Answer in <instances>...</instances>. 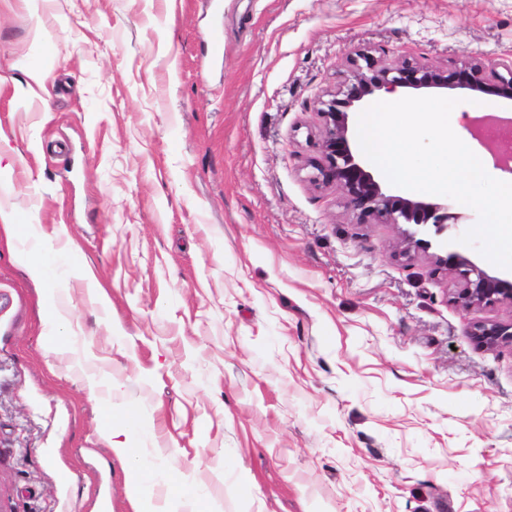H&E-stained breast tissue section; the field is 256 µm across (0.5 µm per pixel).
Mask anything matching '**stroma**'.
<instances>
[{
    "label": "stroma",
    "mask_w": 512,
    "mask_h": 512,
    "mask_svg": "<svg viewBox=\"0 0 512 512\" xmlns=\"http://www.w3.org/2000/svg\"><path fill=\"white\" fill-rule=\"evenodd\" d=\"M220 3L0 0V225L57 259L0 238V512H133L140 472L143 512H512V345L471 334L512 302L462 308L438 247L401 258L308 165L349 53L512 55V0ZM486 118L512 100L450 125L477 149ZM448 209L449 251L511 278ZM22 225L20 224H1L0 231H2L7 241L12 247L16 250V252L21 253L32 259V263L34 266V270L36 273L44 277L46 275V264L48 257L43 256L41 253V245L39 243L33 244L29 249H26L27 253L20 252L17 249L16 243L22 242V238L24 233L20 231ZM102 418L106 424H110L107 433L112 447L120 449L129 458H137L140 450L137 443L145 432L144 428L136 421H126L117 426L112 425V409L110 408L103 411ZM121 435L124 440H117V437Z\"/></svg>",
    "instance_id": "1"
}]
</instances>
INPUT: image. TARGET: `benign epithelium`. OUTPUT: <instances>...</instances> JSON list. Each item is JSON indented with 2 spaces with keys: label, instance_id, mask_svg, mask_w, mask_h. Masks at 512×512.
Wrapping results in <instances>:
<instances>
[{
  "label": "benign epithelium",
  "instance_id": "7a95c632",
  "mask_svg": "<svg viewBox=\"0 0 512 512\" xmlns=\"http://www.w3.org/2000/svg\"><path fill=\"white\" fill-rule=\"evenodd\" d=\"M349 64V78L318 100V112L325 123L320 156L309 161L313 169L311 180L340 189L345 207L363 222L431 225L435 235H443L451 219L447 207L386 193L375 176L356 160L348 136V114L370 98L399 88L466 90L512 100V56L488 63L464 62L448 69L420 65L407 58L386 63L368 52L358 51L349 57ZM436 263L462 279V288L455 297L461 306L512 301V280L491 276L458 253L438 255ZM473 336L491 348L512 344V323L478 322Z\"/></svg>",
  "mask_w": 512,
  "mask_h": 512
}]
</instances>
